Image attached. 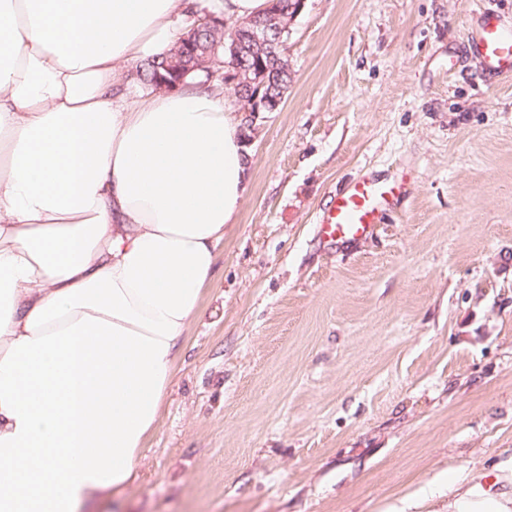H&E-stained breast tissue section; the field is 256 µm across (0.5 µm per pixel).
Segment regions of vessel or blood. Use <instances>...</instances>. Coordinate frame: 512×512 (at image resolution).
Listing matches in <instances>:
<instances>
[{
  "mask_svg": "<svg viewBox=\"0 0 512 512\" xmlns=\"http://www.w3.org/2000/svg\"><path fill=\"white\" fill-rule=\"evenodd\" d=\"M472 53L497 75H512V30L506 29L494 14H484L468 35ZM395 194L394 184L360 179L337 196L335 204L323 213L319 232L325 242L336 244L372 235L383 205Z\"/></svg>",
  "mask_w": 512,
  "mask_h": 512,
  "instance_id": "obj_1",
  "label": "vessel or blood"
}]
</instances>
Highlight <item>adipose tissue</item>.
<instances>
[{
	"mask_svg": "<svg viewBox=\"0 0 512 512\" xmlns=\"http://www.w3.org/2000/svg\"><path fill=\"white\" fill-rule=\"evenodd\" d=\"M266 0H0V512H89L133 482L246 194L242 119L197 80L126 102L190 11ZM448 512H512V458Z\"/></svg>",
	"mask_w": 512,
	"mask_h": 512,
	"instance_id": "ef3b65f1",
	"label": "adipose tissue"
}]
</instances>
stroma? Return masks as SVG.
I'll use <instances>...</instances> for the list:
<instances>
[{"mask_svg": "<svg viewBox=\"0 0 512 512\" xmlns=\"http://www.w3.org/2000/svg\"><path fill=\"white\" fill-rule=\"evenodd\" d=\"M512 0H306L246 140L155 434L100 512H448L443 471L512 454V78L467 43ZM397 184L376 232L318 220ZM388 182L359 179L336 197L335 204L323 213L319 226L322 239L330 245L372 235L379 213L395 194Z\"/></svg>", "mask_w": 512, "mask_h": 512, "instance_id": "stroma-1", "label": "stroma"}]
</instances>
